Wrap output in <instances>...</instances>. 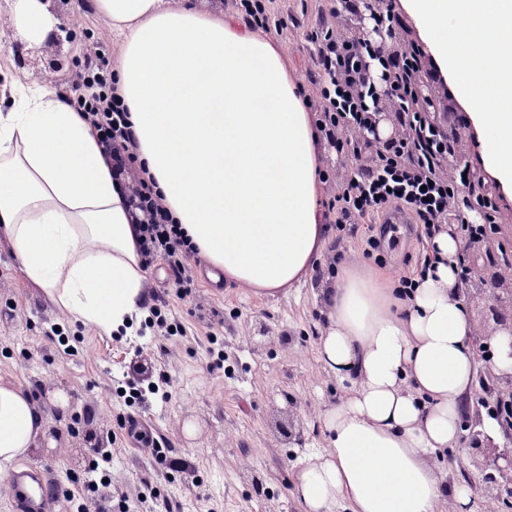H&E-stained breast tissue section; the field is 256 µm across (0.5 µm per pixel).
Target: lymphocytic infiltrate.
Wrapping results in <instances>:
<instances>
[{
	"mask_svg": "<svg viewBox=\"0 0 512 512\" xmlns=\"http://www.w3.org/2000/svg\"><path fill=\"white\" fill-rule=\"evenodd\" d=\"M224 10L240 18L253 33L283 36L291 15L289 0H221ZM410 26L396 10V0H326L318 9L306 39L313 70L301 89L310 113L318 149L343 156L350 169L336 178L330 169L318 176L327 197L321 215L336 236L316 281L333 280L347 243L360 239L364 255H372L385 241L387 216L398 212L409 220L418 239L431 240L444 227L459 236L486 233L499 212L495 183L471 164L455 165L457 140L449 135L440 107L428 95L431 85L446 80L411 37ZM67 101L95 131L112 179L119 187L132 224L136 247L145 266L162 262L167 285L177 298L191 293L197 281L196 250L182 225L176 224L156 191L152 177L138 161V140L129 110L110 68L109 55L96 45L68 81ZM477 188L475 199L462 197L461 186ZM476 211L473 224L464 211ZM143 327L151 336L137 346L117 380L127 406L149 398L168 400L175 364L186 337L182 324L159 304L152 284L142 291ZM97 456L84 474L72 476L68 501L80 512L86 493L97 491L106 473L116 433L98 436L86 431ZM119 512H180V503L162 497L158 486L144 482L134 494L121 495Z\"/></svg>",
	"mask_w": 512,
	"mask_h": 512,
	"instance_id": "1",
	"label": "lymphocytic infiltrate"
}]
</instances>
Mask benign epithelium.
<instances>
[{
	"label": "benign epithelium",
	"instance_id": "benign-epithelium-1",
	"mask_svg": "<svg viewBox=\"0 0 512 512\" xmlns=\"http://www.w3.org/2000/svg\"><path fill=\"white\" fill-rule=\"evenodd\" d=\"M509 278V288L489 290L492 304L488 306L494 328L491 333L478 332L472 342L479 345V351L492 347V343L503 337L508 340L507 359H512V264L499 265ZM482 365L478 371L479 383L489 387L495 394L493 408L487 414L500 425L502 438L495 441L482 434L478 427L482 422L481 410H475L474 419L469 421L464 436L471 447L473 463L482 478L484 493L506 504L512 503V371L495 367L493 354L481 356Z\"/></svg>",
	"mask_w": 512,
	"mask_h": 512
}]
</instances>
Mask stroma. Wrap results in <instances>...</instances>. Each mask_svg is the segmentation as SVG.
Listing matches in <instances>:
<instances>
[{
	"mask_svg": "<svg viewBox=\"0 0 512 512\" xmlns=\"http://www.w3.org/2000/svg\"><path fill=\"white\" fill-rule=\"evenodd\" d=\"M58 21L55 39L31 47L16 41L11 0H0V109L9 110L17 87L63 93L69 77L93 43L121 51L122 39L94 0H48ZM486 256V243L471 244L469 258L477 265L467 291L493 285L496 263L512 260V223L501 225ZM419 249L414 234L400 226L395 246L363 256L347 249L342 262L359 270H386L393 277L407 272V258ZM170 308L191 340L172 373L171 398L152 402L144 413L170 440L175 455L186 461L189 477H176L166 495L182 512H204L208 500L222 503L223 512H303L292 494L298 463L304 454L326 446L325 414L345 394V386L323 369L316 343L324 327L321 289L311 277L272 293L225 281L220 292L196 282L184 299L169 297ZM16 317H9V310ZM223 321L224 348L237 363L233 376L211 369L205 351L207 321ZM58 323L65 337L81 336L83 349L67 355L45 329ZM142 341L137 327L126 339L74 320L41 287L30 282L10 245L0 237V381L36 392L46 433L28 456L39 470L62 486L82 467L70 453L93 451L83 434L68 432L65 420L91 409L92 430H118L125 411L112 398L114 377ZM294 419L295 437L278 429L277 421ZM158 466L129 442L112 452V478L120 489L134 490L153 478Z\"/></svg>",
	"mask_w": 512,
	"mask_h": 512,
	"instance_id": "obj_1",
	"label": "stroma"
}]
</instances>
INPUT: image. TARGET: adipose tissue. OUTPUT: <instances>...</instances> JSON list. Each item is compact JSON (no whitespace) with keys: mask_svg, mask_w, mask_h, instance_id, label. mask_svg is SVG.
Here are the masks:
<instances>
[{"mask_svg":"<svg viewBox=\"0 0 512 512\" xmlns=\"http://www.w3.org/2000/svg\"><path fill=\"white\" fill-rule=\"evenodd\" d=\"M123 38L118 81L139 158L197 248L230 280L262 291L300 281L326 239L317 222V150L300 89L270 40L164 0H97ZM483 143L481 162L512 199V0H401ZM16 38L56 21L15 0ZM493 75L477 76L480 62ZM0 236L25 276L75 320L104 331L137 311L145 271L94 130L54 92L19 91L0 113ZM409 298L390 277L342 268L316 345L346 383L324 419L326 446L300 460L303 512H477L434 464L458 442L476 383L454 230ZM29 393L0 384V480L44 435Z\"/></svg>","mask_w":512,"mask_h":512,"instance_id":"1","label":"adipose tissue"}]
</instances>
